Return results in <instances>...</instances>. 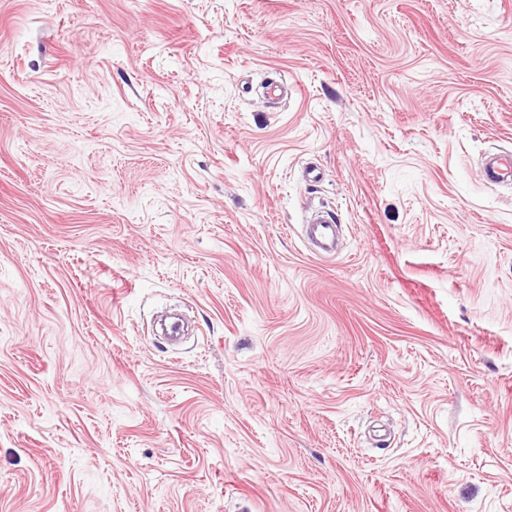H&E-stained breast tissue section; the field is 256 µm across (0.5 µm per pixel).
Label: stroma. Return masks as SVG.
<instances>
[{
    "label": "stroma",
    "mask_w": 512,
    "mask_h": 512,
    "mask_svg": "<svg viewBox=\"0 0 512 512\" xmlns=\"http://www.w3.org/2000/svg\"><path fill=\"white\" fill-rule=\"evenodd\" d=\"M501 151L512 0H0V512H512ZM487 182L492 184H507L512 181V154H503L491 158L484 168ZM324 212H315L306 220L309 228L305 229V239L314 247V250L322 255L323 252H330V243L333 241L336 229V222L333 217Z\"/></svg>",
    "instance_id": "35a3bbf8"
}]
</instances>
